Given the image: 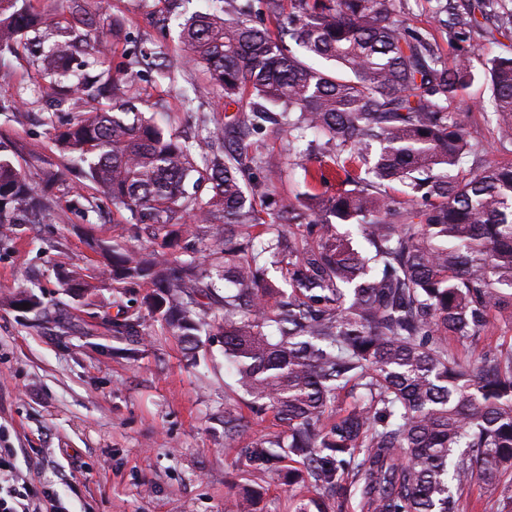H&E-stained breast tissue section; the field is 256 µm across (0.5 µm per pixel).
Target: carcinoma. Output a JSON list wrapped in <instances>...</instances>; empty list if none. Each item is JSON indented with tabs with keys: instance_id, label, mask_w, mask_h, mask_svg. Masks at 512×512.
Listing matches in <instances>:
<instances>
[{
	"instance_id": "cac0c4a2",
	"label": "carcinoma",
	"mask_w": 512,
	"mask_h": 512,
	"mask_svg": "<svg viewBox=\"0 0 512 512\" xmlns=\"http://www.w3.org/2000/svg\"><path fill=\"white\" fill-rule=\"evenodd\" d=\"M35 2L0 0V54L34 46L66 107L46 125L92 190L74 207L110 204L160 241L102 249L112 292L153 288L145 311H117L112 335L142 337L153 320L190 353L222 337L249 412L224 408L225 447L272 419L282 431L242 449L249 466L301 458L288 479L332 490L336 512L349 491L366 512H458L453 489L512 472V343L477 350L494 317H512V164L482 160L448 110L475 81L470 50L448 66L399 0H220L178 42L237 112L184 113L196 131L182 140L137 105L151 74L177 82L163 47L119 16L101 27L102 0H63L55 19ZM436 2L456 41L512 33L502 0ZM482 75L512 146V55L486 58ZM270 127L284 150L260 139ZM290 161L303 181L288 199L274 177ZM329 174L333 195L319 191ZM46 212L0 148V224ZM203 229L207 257L186 242ZM59 280L77 301L94 288L81 267ZM201 298L224 317L206 319ZM346 389L356 399L338 408ZM293 512L326 507L303 497Z\"/></svg>"
}]
</instances>
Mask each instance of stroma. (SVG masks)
Segmentation results:
<instances>
[{
    "instance_id": "35a3bbf8",
    "label": "stroma",
    "mask_w": 512,
    "mask_h": 512,
    "mask_svg": "<svg viewBox=\"0 0 512 512\" xmlns=\"http://www.w3.org/2000/svg\"><path fill=\"white\" fill-rule=\"evenodd\" d=\"M103 11L132 17L143 42L166 41L171 64L180 66L177 22L161 34L146 0H104ZM401 11L406 26L427 31L446 57L455 56L459 46L430 0H401ZM6 61L0 141L33 185H42L47 170L59 174L46 219L0 231V448L13 449L16 479L51 493L48 512H227L248 490L257 491L260 512H292L297 488L284 472L256 473L239 449L224 445V410L237 402L221 337L191 354L152 322L144 340L114 341L108 319L118 307L106 287L54 317L65 298L58 269L98 266L100 245L127 243L134 228L113 224L108 209H72L67 162L43 121L50 90L31 52ZM489 96L478 79L450 109L479 151L502 161L497 127L485 118ZM142 98L152 110L177 115L176 130L189 137L194 126L179 120L186 107L224 118L223 98L196 71L172 87L146 85ZM30 291L46 316L13 306L15 295Z\"/></svg>"
}]
</instances>
